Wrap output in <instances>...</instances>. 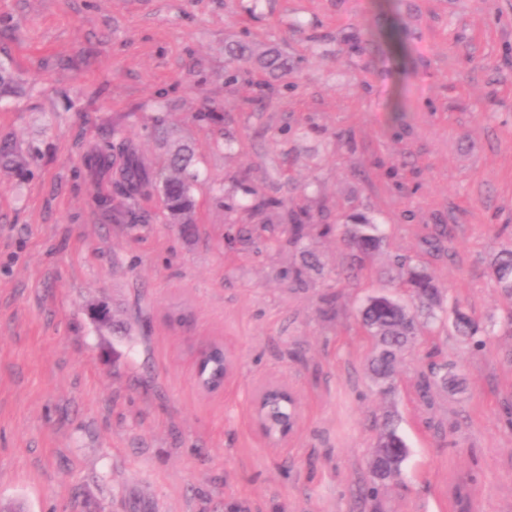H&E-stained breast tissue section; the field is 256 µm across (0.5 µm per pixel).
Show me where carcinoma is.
<instances>
[{"mask_svg":"<svg viewBox=\"0 0 512 512\" xmlns=\"http://www.w3.org/2000/svg\"><path fill=\"white\" fill-rule=\"evenodd\" d=\"M264 67L272 73L288 74L291 64L288 57L270 53L264 59ZM25 89L12 69L0 62V102L20 97ZM121 161L120 177L114 182L115 193L126 202L121 218L129 224H138L143 216L136 209L138 200L159 189L164 209L173 224H193L196 210L194 188L198 174L192 169L193 149L182 144L171 150L155 171L149 170L138 149L124 135L113 128L106 133L102 147L97 151V161L109 165ZM30 158L19 153L16 144L9 138H0V168L12 169L19 175L29 172ZM344 236L359 253L369 254L380 249L383 236L378 225L364 220L346 227ZM491 269L502 290L512 295V249L499 251L491 261ZM401 287L408 294L410 303L406 312L399 313L393 305V298L380 295L371 298L359 311L360 325L373 345L369 369L374 380L381 385L392 383L396 366L404 353L418 338V314L424 312L427 318L436 320V309L441 306L443 291L428 272L417 266H409L404 272ZM453 333L463 344L482 347L485 340L478 336L479 327L463 311L455 310L452 321ZM204 378L215 383L222 378L223 358L215 353L204 361ZM460 383L457 374L448 370L432 373V380H423V389L436 384L443 388ZM290 406L284 398H272L267 404V416L274 423L288 419ZM373 453L378 465L371 470L373 487L397 476L409 454L405 439L398 432L393 420L386 419L377 437Z\"/></svg>","mask_w":512,"mask_h":512,"instance_id":"1","label":"carcinoma"}]
</instances>
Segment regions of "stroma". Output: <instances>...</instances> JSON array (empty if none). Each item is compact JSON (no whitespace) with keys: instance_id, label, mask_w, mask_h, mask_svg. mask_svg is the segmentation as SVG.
Returning <instances> with one entry per match:
<instances>
[{"instance_id":"obj_1","label":"stroma","mask_w":512,"mask_h":512,"mask_svg":"<svg viewBox=\"0 0 512 512\" xmlns=\"http://www.w3.org/2000/svg\"><path fill=\"white\" fill-rule=\"evenodd\" d=\"M269 51L295 67L256 108ZM1 60L32 91L0 106V134L37 158L24 178L0 169V505L512 512V297L489 269L512 248V0H0ZM112 126L154 165L193 143V235L155 195L135 226L98 208L115 171L90 162ZM267 198L284 209L259 211ZM302 207L321 220L294 242ZM363 216L385 242L360 260L343 230ZM402 261L443 310L383 389L357 312L398 289ZM101 299L127 335L90 321ZM458 308L485 347L456 340ZM212 342L236 362L208 393L195 367ZM446 364L462 387L423 399ZM268 381L296 399L281 448L252 423ZM388 418L409 455L373 494Z\"/></svg>"}]
</instances>
